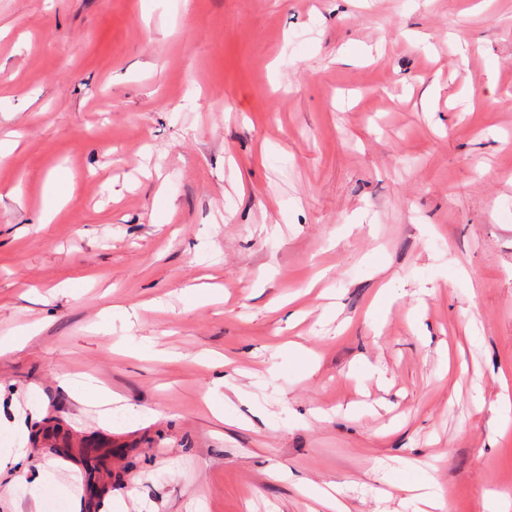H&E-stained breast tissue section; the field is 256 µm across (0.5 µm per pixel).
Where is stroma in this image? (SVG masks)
<instances>
[{
  "label": "stroma",
  "mask_w": 512,
  "mask_h": 512,
  "mask_svg": "<svg viewBox=\"0 0 512 512\" xmlns=\"http://www.w3.org/2000/svg\"><path fill=\"white\" fill-rule=\"evenodd\" d=\"M508 95L512 0H0V336L40 325L0 354L29 448L0 512L21 467L53 476L41 512L61 484L81 512H308L302 478L398 512L403 458L449 512L512 495ZM200 283L223 301L180 300ZM83 373L126 398L111 427L61 387ZM222 375L258 394L231 425Z\"/></svg>",
  "instance_id": "stroma-1"
}]
</instances>
